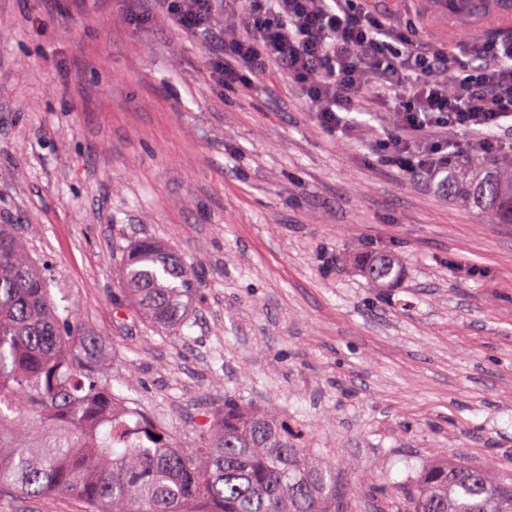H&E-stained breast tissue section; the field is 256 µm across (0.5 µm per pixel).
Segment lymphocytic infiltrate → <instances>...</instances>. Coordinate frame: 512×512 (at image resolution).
<instances>
[{
    "instance_id": "1",
    "label": "lymphocytic infiltrate",
    "mask_w": 512,
    "mask_h": 512,
    "mask_svg": "<svg viewBox=\"0 0 512 512\" xmlns=\"http://www.w3.org/2000/svg\"><path fill=\"white\" fill-rule=\"evenodd\" d=\"M162 14L223 51L208 59L216 88L256 90L269 66L301 88L308 111L331 133L355 127L360 104L394 114L392 162L426 180L448 170L436 145L416 147L433 128H462L495 150L494 130L512 121V38L462 41L448 56L413 41L364 0H234L249 33L216 24L217 0H158Z\"/></svg>"
}]
</instances>
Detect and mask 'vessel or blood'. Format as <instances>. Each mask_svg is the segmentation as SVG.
<instances>
[{
    "label": "vessel or blood",
    "mask_w": 512,
    "mask_h": 512,
    "mask_svg": "<svg viewBox=\"0 0 512 512\" xmlns=\"http://www.w3.org/2000/svg\"><path fill=\"white\" fill-rule=\"evenodd\" d=\"M436 23L435 35L448 45L470 37L512 35V0H419Z\"/></svg>",
    "instance_id": "b4317fda"
}]
</instances>
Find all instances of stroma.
<instances>
[{
  "mask_svg": "<svg viewBox=\"0 0 512 512\" xmlns=\"http://www.w3.org/2000/svg\"><path fill=\"white\" fill-rule=\"evenodd\" d=\"M127 0H0V224L106 379L195 447L225 396L271 408L358 512L398 507L436 449L512 485V224L389 163L393 116L330 134L269 69L216 89L205 44ZM203 286L182 330L118 308L131 242ZM394 254L372 288L355 260Z\"/></svg>",
  "mask_w": 512,
  "mask_h": 512,
  "instance_id": "35a3bbf8",
  "label": "stroma"
}]
</instances>
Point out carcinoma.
I'll list each match as a JSON object with an SVG mask.
<instances>
[{
    "label": "carcinoma",
    "instance_id": "carcinoma-1",
    "mask_svg": "<svg viewBox=\"0 0 512 512\" xmlns=\"http://www.w3.org/2000/svg\"><path fill=\"white\" fill-rule=\"evenodd\" d=\"M466 181L468 200L512 223V167L490 158L473 177L451 169L448 189ZM375 288L393 281L390 256L363 260ZM124 301L151 325L178 331L199 279L151 240L123 259ZM100 337L79 314L59 312L46 275L14 224H0V490L26 497L64 495L83 512H355L336 478L299 447L272 412L232 397L186 453L150 422L126 428L121 397L105 382ZM410 512H512V487L484 467L439 458L408 492Z\"/></svg>",
    "mask_w": 512,
    "mask_h": 512
}]
</instances>
